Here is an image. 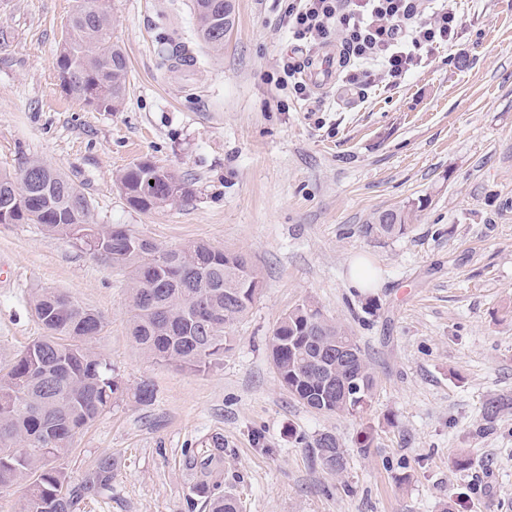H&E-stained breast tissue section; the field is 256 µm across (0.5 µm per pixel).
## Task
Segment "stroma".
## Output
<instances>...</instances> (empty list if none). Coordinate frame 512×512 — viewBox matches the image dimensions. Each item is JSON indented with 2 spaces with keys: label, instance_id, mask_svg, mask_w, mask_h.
<instances>
[{
  "label": "stroma",
  "instance_id": "1",
  "mask_svg": "<svg viewBox=\"0 0 512 512\" xmlns=\"http://www.w3.org/2000/svg\"><path fill=\"white\" fill-rule=\"evenodd\" d=\"M103 2L129 65L117 112L60 87L76 0H0V172L42 158L98 223L242 252L263 290L228 327L220 364L183 371L129 336L126 270L38 225L0 224V363L42 333L31 289L107 318L95 347L124 390L58 462L77 480L112 457L111 493L81 512H206L185 459L215 435L220 492L241 512H512V413L476 431L484 402L512 395V0H457V36L419 49L399 83L377 77L362 98L339 83L305 101L278 84L295 0H234L220 55L197 38L191 0ZM145 159L175 170L191 199L131 209L117 177ZM418 200L404 235L371 232L379 212ZM359 259L374 287L351 286ZM306 299L349 327L378 381L359 416L309 410L277 379L270 337ZM143 381L152 402L134 397ZM325 431L348 451L342 474L309 453Z\"/></svg>",
  "mask_w": 512,
  "mask_h": 512
}]
</instances>
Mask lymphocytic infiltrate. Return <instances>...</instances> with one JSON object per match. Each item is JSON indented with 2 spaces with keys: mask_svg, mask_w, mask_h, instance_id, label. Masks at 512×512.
Returning <instances> with one entry per match:
<instances>
[{
  "mask_svg": "<svg viewBox=\"0 0 512 512\" xmlns=\"http://www.w3.org/2000/svg\"><path fill=\"white\" fill-rule=\"evenodd\" d=\"M458 25L451 0H299L288 14L295 41L341 34L345 80L353 88L378 71L401 80L418 64L415 48L448 43Z\"/></svg>",
  "mask_w": 512,
  "mask_h": 512,
  "instance_id": "1",
  "label": "lymphocytic infiltrate"
}]
</instances>
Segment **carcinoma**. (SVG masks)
<instances>
[{
	"label": "carcinoma",
	"mask_w": 512,
	"mask_h": 512,
	"mask_svg": "<svg viewBox=\"0 0 512 512\" xmlns=\"http://www.w3.org/2000/svg\"><path fill=\"white\" fill-rule=\"evenodd\" d=\"M200 40L214 53L224 51V34L235 23L233 0H192ZM60 85L75 101L96 102L97 110L122 106L128 63L112 41V16L78 5L69 19L59 51ZM128 205L149 212L169 205L163 187L174 186L179 199L190 195L175 171L140 161L118 178ZM422 203L379 213L376 229L386 236L405 234ZM14 224H38L45 234L64 236L95 260L128 270L130 335L141 353L164 364L202 371L231 347L226 328L247 315L259 292V271L240 252L206 242L164 249L120 224L95 221L91 201L63 173L38 158H26L13 173H0V210ZM30 308L43 335L0 366V488L24 484L21 512H76L86 498L112 489V457L103 456L75 482L51 458L69 455L77 436L122 392L112 365L91 347L106 318L62 290L31 293ZM219 313L223 324L201 332L197 312ZM278 380L305 407L354 416L364 411L376 378L348 327L327 319L318 304L304 300L283 315L270 340ZM347 387V392L339 388ZM512 410V397L485 401L481 421L492 423ZM316 461L330 474L347 466V450L330 431L311 445ZM224 457V439L212 440L209 453L188 460L194 471L192 492L209 512H238L236 500L215 492L213 462Z\"/></svg>",
	"instance_id": "cac0c4a2"
}]
</instances>
